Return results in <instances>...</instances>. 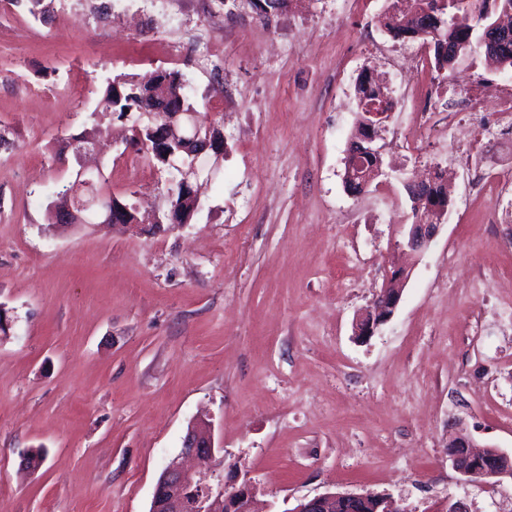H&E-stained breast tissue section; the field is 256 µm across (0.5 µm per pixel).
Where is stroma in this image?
<instances>
[{
    "instance_id": "1",
    "label": "stroma",
    "mask_w": 512,
    "mask_h": 512,
    "mask_svg": "<svg viewBox=\"0 0 512 512\" xmlns=\"http://www.w3.org/2000/svg\"><path fill=\"white\" fill-rule=\"evenodd\" d=\"M383 0H0V512H150L187 428L207 416L214 470L255 483L270 512L328 491L387 494L404 512H512V482L461 484L463 429L512 455V159L477 188L436 113L474 76L512 78L462 50L435 101L403 72L385 166L343 183L365 47L400 46ZM179 72L224 157L188 224L122 232L56 223L68 142L92 130L118 74ZM432 129L393 157L413 123ZM113 122L89 160L104 192L167 211V175ZM454 165L451 205L392 318L353 334L396 262L419 160Z\"/></svg>"
}]
</instances>
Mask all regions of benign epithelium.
Instances as JSON below:
<instances>
[{"instance_id": "7a95c632", "label": "benign epithelium", "mask_w": 512, "mask_h": 512, "mask_svg": "<svg viewBox=\"0 0 512 512\" xmlns=\"http://www.w3.org/2000/svg\"><path fill=\"white\" fill-rule=\"evenodd\" d=\"M512 35V31L498 22L482 27L480 43L489 48H496L501 39ZM385 105H377L372 111L363 113L358 120V136L347 151L345 165L361 170L367 169L368 174L363 176L360 183L350 182L346 188L352 193L361 192L367 185L368 175H378L382 172L383 146L378 144L381 139L383 123L387 118L384 112ZM164 117V129L161 133L151 130L155 134L154 142L144 141L145 147L154 146V152L163 157L169 166L179 169L184 177V183L197 180L201 176L211 177L219 167V160L224 153V142L213 139H200L198 137L185 138L180 133V117L184 112L180 108L169 105L163 113L152 112L150 108L141 110V118L154 119ZM199 143L197 150L191 153L192 162L188 163L180 155L168 150L172 141L178 140ZM81 174L86 176L83 183L75 189L86 187L91 189V197L86 200H76L74 204L67 205L66 212L86 222L90 219L110 227L117 223L124 229H133L130 223V209L122 204L118 197L105 195L93 188L92 181L87 179L90 172L82 169ZM406 188L416 211L412 212L414 222L408 225L404 234L402 247L414 255L422 254L433 241L440 228L437 222H426L419 217V210L425 208L442 218L448 208V193L437 192L438 184L435 182H408ZM409 276V270L398 267L393 270L383 287L376 293L369 309L359 315L354 322V334L357 338L365 340L387 323L401 299L404 284ZM220 447L215 445L214 436L209 424L196 422L187 430L184 438L181 457L195 459L200 463L197 469H188L177 460L171 461L160 474L155 486L151 512H158L164 508L165 512H234L238 502L244 500L252 504L254 483L248 476H243L239 486L226 487L224 481L215 477L209 463L214 459ZM449 457L453 467L467 481L477 476L492 478V485L497 486L506 479L512 480V456L498 449L474 450L469 437L458 434L448 448ZM352 498L357 500L361 495L355 493L327 492L312 498L304 497L290 512H330L336 500Z\"/></svg>"}]
</instances>
